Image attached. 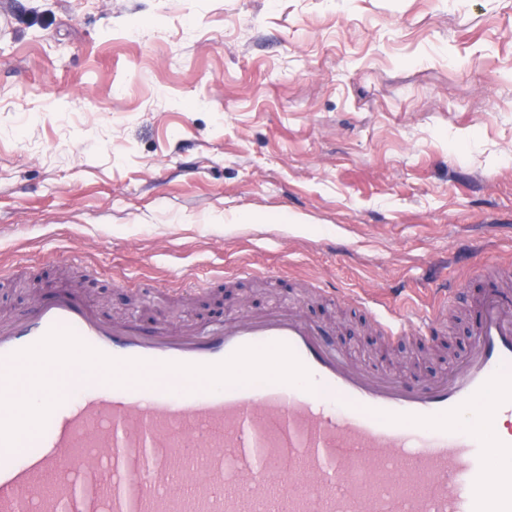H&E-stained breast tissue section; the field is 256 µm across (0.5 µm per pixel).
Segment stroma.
Here are the masks:
<instances>
[{
	"mask_svg": "<svg viewBox=\"0 0 512 512\" xmlns=\"http://www.w3.org/2000/svg\"><path fill=\"white\" fill-rule=\"evenodd\" d=\"M510 255L512 0H0V316L55 287L148 327L293 302L429 379ZM439 278L446 329L387 344L361 300Z\"/></svg>",
	"mask_w": 512,
	"mask_h": 512,
	"instance_id": "obj_1",
	"label": "stroma"
}]
</instances>
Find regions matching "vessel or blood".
Masks as SVG:
<instances>
[{"label": "vessel or blood", "mask_w": 512, "mask_h": 512, "mask_svg": "<svg viewBox=\"0 0 512 512\" xmlns=\"http://www.w3.org/2000/svg\"><path fill=\"white\" fill-rule=\"evenodd\" d=\"M475 342L446 374H378L294 307L186 330L104 318L78 292L0 319V375L15 352L69 329L118 360L214 364L288 344L312 389L254 381L217 389L177 373L115 385L67 368L70 393L42 433L0 446V512H512V471L489 478L483 449L512 448V274L489 264ZM367 310L398 340L433 339L446 304L402 317ZM493 409L464 427L482 401Z\"/></svg>", "instance_id": "obj_1"}]
</instances>
